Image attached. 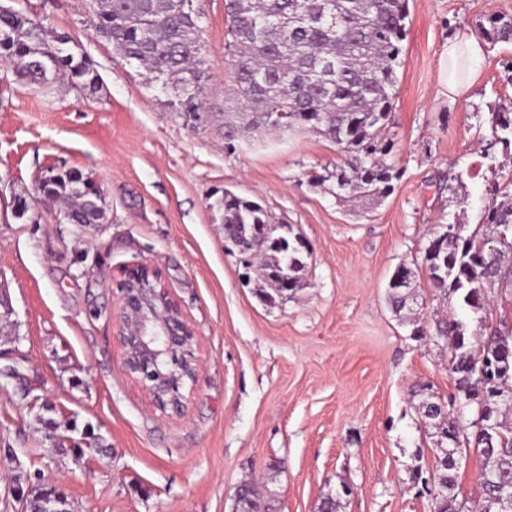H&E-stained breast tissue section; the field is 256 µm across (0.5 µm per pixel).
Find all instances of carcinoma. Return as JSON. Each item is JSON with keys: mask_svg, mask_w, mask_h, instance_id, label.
Segmentation results:
<instances>
[{"mask_svg": "<svg viewBox=\"0 0 512 512\" xmlns=\"http://www.w3.org/2000/svg\"><path fill=\"white\" fill-rule=\"evenodd\" d=\"M93 25L124 59L145 69L148 79L186 92L179 108L202 109L210 75L203 55L201 15L193 0H95ZM231 41L234 87L224 99V111L242 112L248 125L277 133L310 129L334 142L350 161L336 166L329 178L336 195L384 198L404 170L387 161L394 142L381 136L389 124L397 94L400 65L409 18L408 0H224ZM12 32L0 41V59L14 65L18 80L46 86L64 76L82 90L95 92L100 76L83 47L69 35L54 31L20 11L0 14V31ZM483 38L495 45L512 43V15L492 14L481 26ZM512 147V107L495 113L488 148ZM491 203L483 223L495 234L492 247L483 238L448 233L436 235L425 250L427 263L448 264V279H429L430 286L456 297L463 312L483 309V288L501 276L505 251L512 252V178L494 177L486 186ZM51 197L68 204L64 219L72 224H97L104 219L101 194L83 174L61 177ZM215 207L224 214V236L237 224H268L270 217L257 201L224 190ZM275 249L288 265V279L301 287L305 263L301 250ZM255 295L276 293L270 278L271 252ZM414 274L398 267L390 278L389 301L400 314L412 312L409 297ZM467 325L459 318L438 322L436 337L447 342L462 336ZM456 395L444 403L435 396L419 405L424 423L436 430V465L432 474L412 469V480L434 487L433 512H456L455 475L446 449L458 439L484 458L481 512H502L501 499L512 494V428L499 416L512 407V336L495 334L479 351L462 344L452 360ZM237 512H276V493L260 494L245 482L236 493Z\"/></svg>", "mask_w": 512, "mask_h": 512, "instance_id": "carcinoma-1", "label": "carcinoma"}]
</instances>
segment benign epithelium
<instances>
[{"instance_id":"benign-epithelium-1","label":"benign epithelium","mask_w":512,"mask_h":512,"mask_svg":"<svg viewBox=\"0 0 512 512\" xmlns=\"http://www.w3.org/2000/svg\"><path fill=\"white\" fill-rule=\"evenodd\" d=\"M268 240V225L243 224L234 243L242 248ZM108 287L115 297L112 323L125 375L141 387L152 409L184 418L187 393L193 392L200 373L194 323L155 265L123 268Z\"/></svg>"}]
</instances>
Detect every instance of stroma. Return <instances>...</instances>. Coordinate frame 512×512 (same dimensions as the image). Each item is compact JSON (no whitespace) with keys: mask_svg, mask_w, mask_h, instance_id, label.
I'll use <instances>...</instances> for the list:
<instances>
[{"mask_svg":"<svg viewBox=\"0 0 512 512\" xmlns=\"http://www.w3.org/2000/svg\"><path fill=\"white\" fill-rule=\"evenodd\" d=\"M211 79L208 121L173 104L92 25L90 0H15L14 9L69 33L96 65L93 95L20 83L0 61V512L19 490L52 486L75 512H232L243 483L272 481L282 512H317L342 484V512H432L411 468L432 471L420 392L454 390L435 320L457 311L431 288L425 248L441 227L491 235L483 222L492 174V114L512 104V45L489 46L464 100L443 93L457 30L477 32L512 0H409L388 137L404 170L385 199L337 198L311 175L344 162L305 130L245 135L224 146L233 65L224 0H194ZM75 169L102 195L98 224H64L39 199L48 170ZM261 202L273 223L310 245L303 285L262 303L224 249V190ZM28 213L19 216L18 201ZM158 266L199 331L201 372L186 418L150 408L122 371L108 280ZM418 283L413 320L388 299L399 265ZM469 333L512 329V287L485 291ZM74 446L58 449L60 437ZM483 458L463 454L456 505L474 512Z\"/></svg>","mask_w":512,"mask_h":512,"instance_id":"obj_1","label":"stroma"}]
</instances>
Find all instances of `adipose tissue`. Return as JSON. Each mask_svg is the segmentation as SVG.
Returning a JSON list of instances; mask_svg holds the SVG:
<instances>
[{"instance_id": "obj_1", "label": "adipose tissue", "mask_w": 512, "mask_h": 512, "mask_svg": "<svg viewBox=\"0 0 512 512\" xmlns=\"http://www.w3.org/2000/svg\"><path fill=\"white\" fill-rule=\"evenodd\" d=\"M485 55V43L469 30H458L449 40L448 66L441 77L449 99L455 100L467 94L476 78L478 65Z\"/></svg>"}]
</instances>
